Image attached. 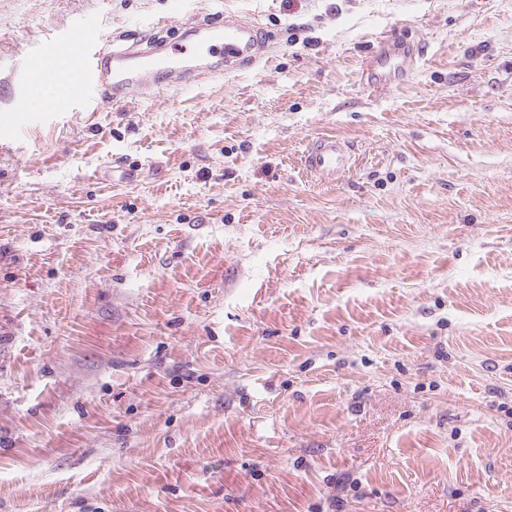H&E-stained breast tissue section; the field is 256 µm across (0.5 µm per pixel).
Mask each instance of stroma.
<instances>
[{"instance_id": "35a3bbf8", "label": "stroma", "mask_w": 512, "mask_h": 512, "mask_svg": "<svg viewBox=\"0 0 512 512\" xmlns=\"http://www.w3.org/2000/svg\"><path fill=\"white\" fill-rule=\"evenodd\" d=\"M227 13L259 66L50 91ZM1 110L0 512H512V0H0ZM421 60L417 48L401 33L381 35L359 73L363 85L377 88L402 80L416 70ZM353 155L348 145L335 136H322L307 147L302 165L308 175L318 182H330L349 171Z\"/></svg>"}]
</instances>
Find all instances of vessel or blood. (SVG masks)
Segmentation results:
<instances>
[{"label": "vessel or blood", "instance_id": "1", "mask_svg": "<svg viewBox=\"0 0 512 512\" xmlns=\"http://www.w3.org/2000/svg\"><path fill=\"white\" fill-rule=\"evenodd\" d=\"M267 47L260 26L228 15L220 22L186 27L172 42H113L83 57L82 63L88 84L107 102L118 104L136 91L201 84L251 68L265 57ZM420 60L418 49L401 32H390L378 37L359 79L369 88L383 86L414 72ZM352 164L348 145L333 136L313 140L302 158L306 173L319 182L336 180Z\"/></svg>", "mask_w": 512, "mask_h": 512}]
</instances>
